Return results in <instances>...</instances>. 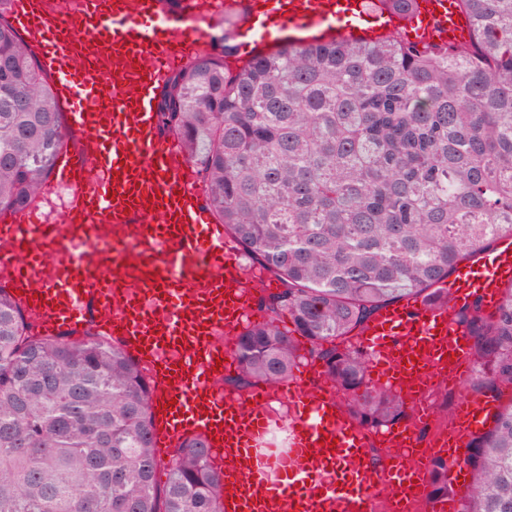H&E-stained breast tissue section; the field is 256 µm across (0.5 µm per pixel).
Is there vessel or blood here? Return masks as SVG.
I'll return each mask as SVG.
<instances>
[{
	"mask_svg": "<svg viewBox=\"0 0 512 512\" xmlns=\"http://www.w3.org/2000/svg\"><path fill=\"white\" fill-rule=\"evenodd\" d=\"M257 31L251 55L282 41L298 44L372 40L403 32L417 48L470 45L472 27L459 0H418L397 26L378 0H230ZM13 22L56 77L78 145L63 149L51 193L70 199L53 218L25 211L0 224V285L45 336L76 328L97 306L94 324L152 370L157 446L191 434L212 440L224 481L225 512H373L382 483L399 499L433 457L448 460V484L464 485L470 438L498 404L468 398L451 445L417 451L415 426L384 430L399 453L372 458L364 430L344 409L318 365L301 379L256 389H225L236 369V339L255 315L238 248L212 223L174 140L161 137L155 102L167 77L199 49L198 33L172 24L160 0H81L52 12L48 0H14ZM103 225L125 235L100 242ZM512 282V239L462 263L448 282L449 302L386 307L354 345L377 385L412 399L442 377L464 381L471 346L458 311L480 301L491 313ZM288 400L293 418L286 451L264 454L277 423L270 392Z\"/></svg>",
	"mask_w": 512,
	"mask_h": 512,
	"instance_id": "1",
	"label": "vessel or blood"
}]
</instances>
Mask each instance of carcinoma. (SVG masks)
Instances as JSON below:
<instances>
[{
    "label": "carcinoma",
    "instance_id": "1",
    "mask_svg": "<svg viewBox=\"0 0 512 512\" xmlns=\"http://www.w3.org/2000/svg\"><path fill=\"white\" fill-rule=\"evenodd\" d=\"M379 2L407 18L417 0ZM461 2L467 48L287 43L236 71L227 12L211 49L166 79L161 130L217 223L281 284L238 336V388L290 381L307 358L362 428L409 417L351 335L402 300L447 303L457 266L512 238V0ZM49 76L0 0L1 215L36 202L67 142ZM458 317L476 354L467 389L498 400L512 391V284L492 316L475 302ZM153 428L148 379L121 345L41 338L0 287V512H224L208 440L179 443L161 485ZM468 448L459 512H512V401ZM447 473L436 458L431 499L448 497Z\"/></svg>",
    "mask_w": 512,
    "mask_h": 512
}]
</instances>
